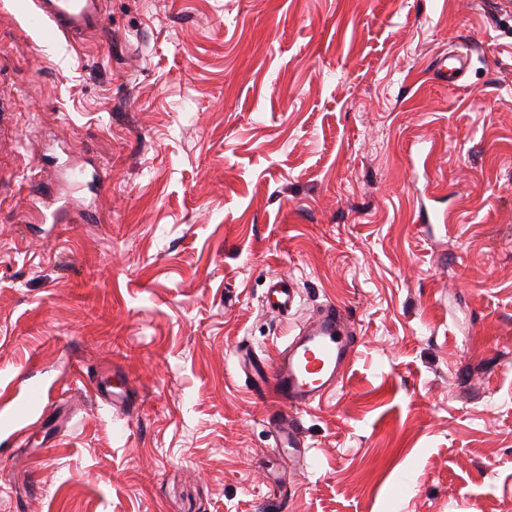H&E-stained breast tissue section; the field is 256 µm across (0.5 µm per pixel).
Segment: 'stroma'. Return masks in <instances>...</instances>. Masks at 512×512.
<instances>
[{
    "instance_id": "obj_1",
    "label": "stroma",
    "mask_w": 512,
    "mask_h": 512,
    "mask_svg": "<svg viewBox=\"0 0 512 512\" xmlns=\"http://www.w3.org/2000/svg\"><path fill=\"white\" fill-rule=\"evenodd\" d=\"M106 8L70 46L0 0V418L47 402L0 434V512H512V0ZM49 182L92 220L41 223ZM328 302L357 352L285 464L237 353ZM296 291L293 285L283 278H274L263 300V307L268 313L288 318L295 305Z\"/></svg>"
}]
</instances>
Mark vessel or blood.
<instances>
[{
    "mask_svg": "<svg viewBox=\"0 0 512 512\" xmlns=\"http://www.w3.org/2000/svg\"><path fill=\"white\" fill-rule=\"evenodd\" d=\"M105 0H32V16L52 36L75 41L102 30L107 21ZM296 300L292 284L274 278L263 300L269 313L288 317ZM357 346L356 330L345 309L336 303L322 307L315 317L301 324L299 332L270 362L254 369L255 390L277 405L268 417L275 448H298L301 433L297 412L311 408L335 393ZM96 397L111 400L122 411L125 381L94 383Z\"/></svg>",
    "mask_w": 512,
    "mask_h": 512,
    "instance_id": "b4317fda",
    "label": "vessel or blood"
}]
</instances>
